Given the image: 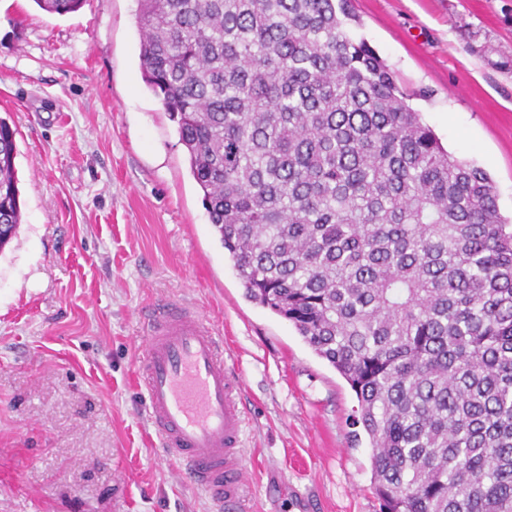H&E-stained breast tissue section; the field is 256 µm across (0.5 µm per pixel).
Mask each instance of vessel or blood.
Returning a JSON list of instances; mask_svg holds the SVG:
<instances>
[{
    "instance_id": "b4317fda",
    "label": "vessel or blood",
    "mask_w": 512,
    "mask_h": 512,
    "mask_svg": "<svg viewBox=\"0 0 512 512\" xmlns=\"http://www.w3.org/2000/svg\"><path fill=\"white\" fill-rule=\"evenodd\" d=\"M141 319L147 412L165 455L209 494L216 512H249L242 371L197 307L158 300Z\"/></svg>"
}]
</instances>
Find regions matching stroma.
<instances>
[{
  "label": "stroma",
  "mask_w": 512,
  "mask_h": 512,
  "mask_svg": "<svg viewBox=\"0 0 512 512\" xmlns=\"http://www.w3.org/2000/svg\"><path fill=\"white\" fill-rule=\"evenodd\" d=\"M442 144L512 216V0H352ZM137 0H0V118L23 221L0 250V512H213L137 379L139 312L201 309L245 376L251 512H380L354 392L245 299L177 125L143 78Z\"/></svg>",
  "instance_id": "obj_1"
}]
</instances>
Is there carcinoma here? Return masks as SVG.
Listing matches in <instances>:
<instances>
[{"label": "carcinoma", "instance_id": "obj_1", "mask_svg": "<svg viewBox=\"0 0 512 512\" xmlns=\"http://www.w3.org/2000/svg\"><path fill=\"white\" fill-rule=\"evenodd\" d=\"M138 4L145 82L245 297L355 392L381 512H512V224L490 176L347 32L348 0ZM15 135L0 119V248Z\"/></svg>", "mask_w": 512, "mask_h": 512}]
</instances>
